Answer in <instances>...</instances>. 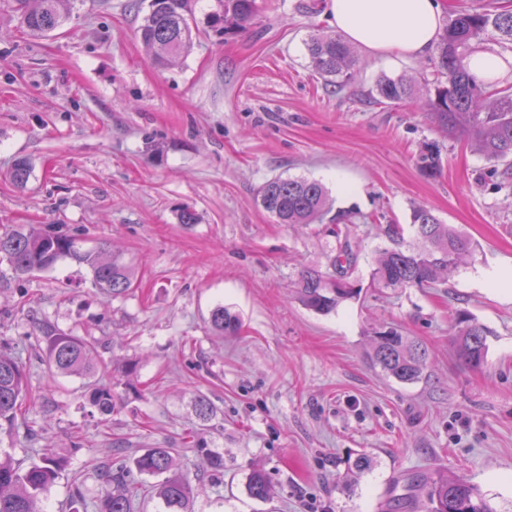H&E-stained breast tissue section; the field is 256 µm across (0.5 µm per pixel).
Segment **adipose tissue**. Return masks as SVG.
Masks as SVG:
<instances>
[{
    "instance_id": "1",
    "label": "adipose tissue",
    "mask_w": 512,
    "mask_h": 512,
    "mask_svg": "<svg viewBox=\"0 0 512 512\" xmlns=\"http://www.w3.org/2000/svg\"><path fill=\"white\" fill-rule=\"evenodd\" d=\"M330 11L348 44L386 60L425 57L442 30L438 0H330Z\"/></svg>"
}]
</instances>
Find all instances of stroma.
Wrapping results in <instances>:
<instances>
[{
	"instance_id": "stroma-1",
	"label": "stroma",
	"mask_w": 512,
	"mask_h": 512,
	"mask_svg": "<svg viewBox=\"0 0 512 512\" xmlns=\"http://www.w3.org/2000/svg\"><path fill=\"white\" fill-rule=\"evenodd\" d=\"M327 3L256 0L253 24L226 40L208 24L218 0H195L192 51L160 67L138 32L146 0H74L45 38L25 34L12 0H0V224L79 229L82 248L113 246L137 283L112 300L69 259L24 282L0 265V339L26 345L44 321L105 339L95 377L119 384L121 406L104 420L83 377L33 362L30 423L0 431V455L28 463L54 449L62 470L41 496L45 512H69L77 486L97 500L95 466L118 440L132 454L177 449L193 512H381L408 478L437 469L512 512V200L466 139L413 102L375 98L383 75L433 82L431 57L354 50L355 79L341 89L312 72L309 36L337 32ZM431 145L435 178L417 165ZM19 158L30 165L22 188L9 178ZM276 176L326 187L319 223L289 226L263 210L257 192ZM185 207L197 223L180 224ZM417 207L474 252L436 287L371 289L389 245L382 225L414 242ZM343 248L359 294L326 314L305 308L301 270L333 273ZM220 305L238 334L212 331ZM462 314L486 332L478 370L459 365L448 334ZM391 327L426 346L420 381L369 361L372 336ZM129 362L136 370L123 374ZM201 395L214 407L206 422ZM194 430L223 457L221 479L185 448ZM361 454L370 469L346 480ZM255 469L270 478V501L247 492Z\"/></svg>"
}]
</instances>
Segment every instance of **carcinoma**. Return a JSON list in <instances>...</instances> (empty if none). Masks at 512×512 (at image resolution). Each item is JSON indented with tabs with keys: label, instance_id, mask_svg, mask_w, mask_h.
Wrapping results in <instances>:
<instances>
[{
	"label": "carcinoma",
	"instance_id": "1",
	"mask_svg": "<svg viewBox=\"0 0 512 512\" xmlns=\"http://www.w3.org/2000/svg\"><path fill=\"white\" fill-rule=\"evenodd\" d=\"M71 0H15L24 31L34 37H47L70 18ZM189 0H150L149 10L140 26L144 43L154 50V62L167 66L172 59L188 52L197 36L189 16ZM256 15L255 0H220V10L211 16L212 27L223 35L247 29ZM494 39L512 46V10L486 13L460 10L451 14L435 46L439 77L419 91L401 76L384 77L376 84L380 101L391 103L406 99L428 108L449 135L463 131L470 136L475 150L486 159L504 165L498 188L512 190V92H495L496 98L484 103L487 85L470 73L468 58L483 41ZM312 70L326 83L338 88L353 78L350 49L338 35L314 33L307 42ZM419 168L430 176L441 172L438 152L428 150L417 159ZM260 206L281 224H313L324 211L327 193L324 186L307 178L275 177L258 192ZM411 226L420 240L417 246L404 243L402 229L387 224L384 234L393 247L379 252L372 272L375 288H429L442 276L455 270L464 257L473 252L471 240L451 224L442 223L433 212L417 208L411 214ZM0 258L7 260L14 277L24 279L37 271L52 268L62 259L88 266L93 284L114 299L132 286L131 273L115 254L101 250L84 251L78 246L77 230L64 224H45L39 229L0 225ZM300 299L309 309L325 313L359 290L352 287L341 270L332 278L305 268L300 273ZM211 326L224 334L235 333L238 319L220 306L211 314ZM41 337L29 344L34 354H45L63 375H91L103 349L94 336H73L48 323L40 326ZM456 336L457 360L480 369L486 359V337L482 327L462 317L450 326ZM370 360L373 366L401 382L420 379L426 368L427 351L418 342L396 329L372 338ZM27 386V365L12 347L0 342V429L25 419L23 394ZM88 401L102 417L112 415L120 400L116 385L95 381L88 385ZM187 447L207 457L215 472L224 471V460L208 452L206 441L196 433L189 435ZM176 448H150L129 459L120 452L99 468L102 495L93 504L96 512H135L139 495V476L159 478L158 497L167 512H190L192 488L175 468ZM39 460L27 465L0 457V512H43L40 495L54 482L61 460L50 448H42ZM248 492L256 500L271 497V484L262 470L253 471ZM494 512L474 487L445 471L427 479H411L408 493L385 503L387 512Z\"/></svg>",
	"mask_w": 512,
	"mask_h": 512
}]
</instances>
